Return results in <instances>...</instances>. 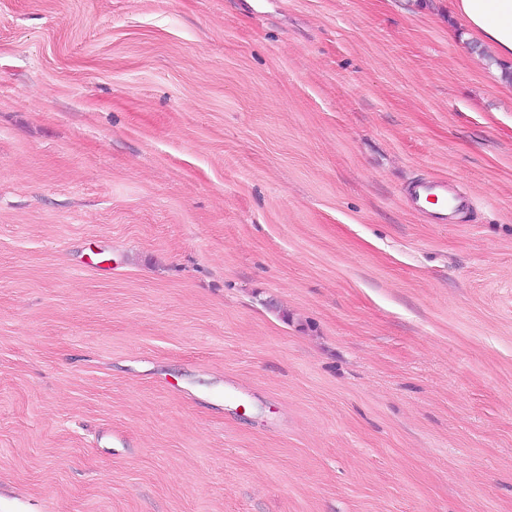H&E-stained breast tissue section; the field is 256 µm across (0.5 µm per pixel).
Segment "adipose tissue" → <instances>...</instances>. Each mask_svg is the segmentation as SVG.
Here are the masks:
<instances>
[{
  "label": "adipose tissue",
  "mask_w": 512,
  "mask_h": 512,
  "mask_svg": "<svg viewBox=\"0 0 512 512\" xmlns=\"http://www.w3.org/2000/svg\"><path fill=\"white\" fill-rule=\"evenodd\" d=\"M451 9L469 39L512 60V0H452Z\"/></svg>",
  "instance_id": "1"
}]
</instances>
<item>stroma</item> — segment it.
Wrapping results in <instances>:
<instances>
[{
    "label": "stroma",
    "mask_w": 512,
    "mask_h": 512,
    "mask_svg": "<svg viewBox=\"0 0 512 512\" xmlns=\"http://www.w3.org/2000/svg\"><path fill=\"white\" fill-rule=\"evenodd\" d=\"M451 23L0 0V512H512V98ZM404 197L411 208L429 210L435 224H454L455 214L471 205L451 189L446 179L415 183Z\"/></svg>",
    "instance_id": "35a3bbf8"
}]
</instances>
